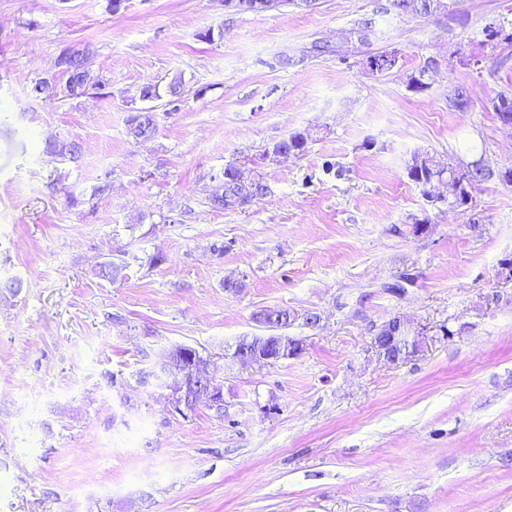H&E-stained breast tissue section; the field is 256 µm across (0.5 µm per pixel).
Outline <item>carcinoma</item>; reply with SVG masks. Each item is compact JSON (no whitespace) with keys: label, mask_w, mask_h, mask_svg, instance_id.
<instances>
[{"label":"carcinoma","mask_w":512,"mask_h":512,"mask_svg":"<svg viewBox=\"0 0 512 512\" xmlns=\"http://www.w3.org/2000/svg\"><path fill=\"white\" fill-rule=\"evenodd\" d=\"M438 2L439 0H390V7L396 12L409 8L416 15L426 17L437 8ZM53 69L54 74L38 75L30 81L27 88L29 98L73 100L106 87L102 76L93 69L90 52L86 48L67 46L61 49L54 59ZM58 75L65 78L61 85L56 83ZM183 94L184 87L180 80L167 84L163 91L157 84H147L139 88L137 97L140 101L147 103V106L134 109V113L128 116L126 120L128 137L136 142L153 138L158 130V115L151 102L165 95L169 97L168 103L174 104L181 101ZM273 148L275 161L280 154L288 157L303 155L308 148V135L300 132L293 133L274 143ZM42 153L56 162H73L81 155L82 145L76 140L48 139L45 141ZM407 170L410 180L421 187L425 194L428 193V183L435 177L454 180L453 199L460 204L467 200L469 188L484 178L483 169L478 166L465 174L457 171L449 163L428 154L413 156ZM238 175H240V168L229 165L224 168L222 174L210 177V184L205 189V199L212 208L217 210L242 208L262 199L267 194L268 186L262 177L256 175L243 183L238 179ZM111 191L112 173L108 172L94 187L90 199L107 195ZM88 200L81 193L68 191L65 194V202L72 208L84 206L88 204ZM126 266L125 259L112 258L100 264L97 276L112 282L121 276ZM261 315L272 318V323L277 327H288L298 318L297 312L282 308H268L256 313L258 317Z\"/></svg>","instance_id":"cac0c4a2"}]
</instances>
